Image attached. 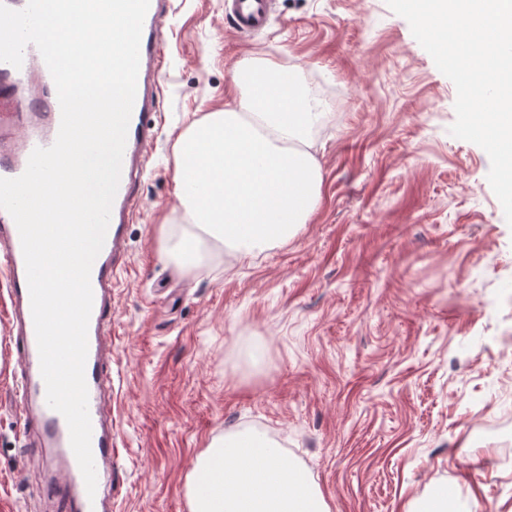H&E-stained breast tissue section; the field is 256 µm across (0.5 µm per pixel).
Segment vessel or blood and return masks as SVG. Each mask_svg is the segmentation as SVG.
Here are the masks:
<instances>
[{"label": "vessel or blood", "instance_id": "vessel-or-blood-1", "mask_svg": "<svg viewBox=\"0 0 512 512\" xmlns=\"http://www.w3.org/2000/svg\"><path fill=\"white\" fill-rule=\"evenodd\" d=\"M269 4L270 0H225L224 13L238 33L251 35L266 26ZM163 13L162 0H150L140 42L137 91L123 154L124 166L111 210L112 233L91 270L94 301L88 326L85 378L97 474L96 492L92 495L86 490L71 448L68 425L46 402L20 235L11 215L0 209V277L6 283L12 317L21 329L22 377L17 397L25 417L37 423L45 447L53 449L55 459L64 467V483L52 479L42 488L45 496L56 500L59 512H107L112 501V416L106 407V399L112 394V376L105 363L107 343L112 337V288L123 265V230L132 223L138 209V186L146 149L154 138L159 117ZM0 78L22 93V111L0 114V178H15L25 171L35 148H46L55 142L61 109L52 76L35 46H26L21 67L0 62Z\"/></svg>", "mask_w": 512, "mask_h": 512}]
</instances>
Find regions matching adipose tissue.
<instances>
[{"instance_id":"adipose-tissue-1","label":"adipose tissue","mask_w":512,"mask_h":512,"mask_svg":"<svg viewBox=\"0 0 512 512\" xmlns=\"http://www.w3.org/2000/svg\"><path fill=\"white\" fill-rule=\"evenodd\" d=\"M246 57L234 101L194 120L174 146L175 196L186 232L165 254L196 264L211 239L245 258L294 237L318 207L322 167L306 135L319 103L300 99ZM189 512H330L318 486L255 429L214 438L187 482Z\"/></svg>"}]
</instances>
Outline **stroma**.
Returning a JSON list of instances; mask_svg holds the SVG:
<instances>
[{"instance_id": "35a3bbf8", "label": "stroma", "mask_w": 512, "mask_h": 512, "mask_svg": "<svg viewBox=\"0 0 512 512\" xmlns=\"http://www.w3.org/2000/svg\"><path fill=\"white\" fill-rule=\"evenodd\" d=\"M162 123L112 293V512H187L213 438L276 441L330 512H408L447 488L512 512V226L490 159L453 137L455 86L386 0H273L245 38L224 0H170ZM271 62L321 100L322 200L288 242L245 260L178 239L173 145L223 109L238 61ZM0 306V512H53Z\"/></svg>"}]
</instances>
